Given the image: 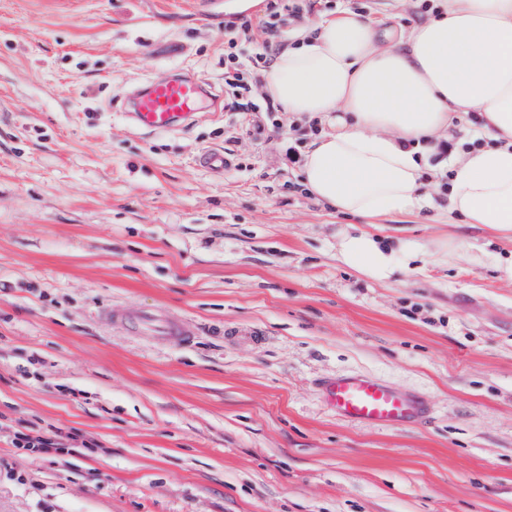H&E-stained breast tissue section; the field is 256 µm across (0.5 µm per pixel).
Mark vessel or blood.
<instances>
[{
  "mask_svg": "<svg viewBox=\"0 0 512 512\" xmlns=\"http://www.w3.org/2000/svg\"><path fill=\"white\" fill-rule=\"evenodd\" d=\"M210 93L205 83L191 76H156L128 97L127 116L138 128L168 132L195 122ZM136 322L162 341L187 342L190 331L166 316L143 313ZM327 405L342 419L365 426H402L426 412L417 398L370 376L348 373L323 384Z\"/></svg>",
  "mask_w": 512,
  "mask_h": 512,
  "instance_id": "obj_1",
  "label": "vessel or blood"
}]
</instances>
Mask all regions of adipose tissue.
<instances>
[{
	"instance_id": "ef3b65f1",
	"label": "adipose tissue",
	"mask_w": 512,
	"mask_h": 512,
	"mask_svg": "<svg viewBox=\"0 0 512 512\" xmlns=\"http://www.w3.org/2000/svg\"><path fill=\"white\" fill-rule=\"evenodd\" d=\"M262 91L318 122L303 149L302 183L337 213L362 219L336 234V258L385 283L420 257L366 224L436 209L424 176L456 123L477 115L486 147L454 150L449 220L512 241V0H432L406 31L348 10L303 28L264 73Z\"/></svg>"
}]
</instances>
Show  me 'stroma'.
<instances>
[{"label":"stroma","mask_w":512,"mask_h":512,"mask_svg":"<svg viewBox=\"0 0 512 512\" xmlns=\"http://www.w3.org/2000/svg\"><path fill=\"white\" fill-rule=\"evenodd\" d=\"M269 0H0V512H512V245L440 212L371 225L449 262L380 284L336 258L349 221L312 197L284 115L228 112L224 26ZM421 0H369L411 28ZM217 95L149 133L121 99L160 72ZM183 321L189 343L106 312ZM363 373L426 420L336 417L324 379ZM71 435L47 452L22 434Z\"/></svg>","instance_id":"stroma-1"}]
</instances>
